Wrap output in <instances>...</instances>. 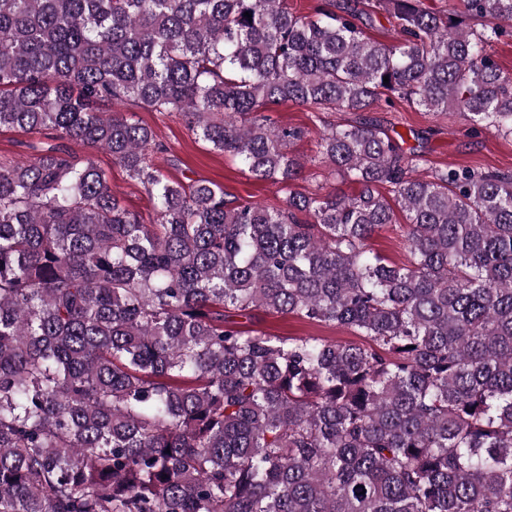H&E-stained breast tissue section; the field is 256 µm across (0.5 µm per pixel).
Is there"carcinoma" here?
<instances>
[{
  "instance_id": "carcinoma-1",
  "label": "carcinoma",
  "mask_w": 512,
  "mask_h": 512,
  "mask_svg": "<svg viewBox=\"0 0 512 512\" xmlns=\"http://www.w3.org/2000/svg\"><path fill=\"white\" fill-rule=\"evenodd\" d=\"M377 5L398 43L348 2L0 0V129L109 152L156 214L57 146L0 165V512H512V172L417 177L423 155L364 119L319 142L357 192L309 196L305 131L257 115L394 95L512 136L489 52L512 0ZM128 99L179 113L286 209L163 181ZM396 205L404 266L369 245ZM255 309L366 343L225 315ZM350 3L358 4L360 9L371 14L373 22L366 32L373 40L384 44H394L399 40L398 21L388 12L374 7L375 1L358 0ZM241 329L264 331L277 336L292 337H318L329 341L361 344L365 342L363 336L355 331L334 324L320 323L295 315H281L268 313L262 309L251 312L247 317H233Z\"/></svg>"
}]
</instances>
